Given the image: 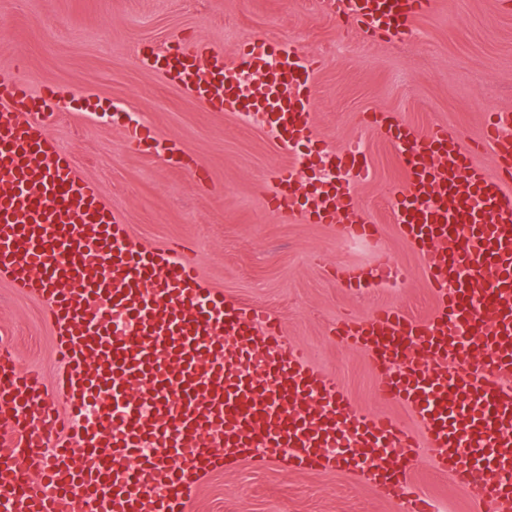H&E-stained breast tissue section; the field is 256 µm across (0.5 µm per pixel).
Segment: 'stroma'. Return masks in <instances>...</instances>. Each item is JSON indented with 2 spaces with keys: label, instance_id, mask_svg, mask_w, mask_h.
<instances>
[{
  "label": "stroma",
  "instance_id": "35a3bbf8",
  "mask_svg": "<svg viewBox=\"0 0 512 512\" xmlns=\"http://www.w3.org/2000/svg\"><path fill=\"white\" fill-rule=\"evenodd\" d=\"M255 38L292 43L315 61L318 140L338 150L364 143L370 177L357 207L404 271L398 285L350 288L336 280L334 268L367 265L375 254L336 228L269 211L266 196L277 171L293 164L292 152L260 122L204 108L138 56L142 43L179 42L231 59ZM1 67L56 91L51 135L134 241L193 244L206 287L266 308L356 409L415 429L403 405L379 396L366 354L332 335L345 312L363 318L387 305L423 319L436 305L422 257L392 221L388 193L402 179L395 151L362 114L396 112L423 130L444 124L463 140L478 138L487 113L512 110V0H435L404 41L364 37L326 0H0ZM139 123L158 134L152 154L127 141V126ZM180 154L200 163L206 185L177 164ZM0 341L40 372L41 396L53 401L58 363L44 309L1 277ZM411 478L438 512H487L436 471L429 452ZM189 512L400 510L355 473L243 461L197 482Z\"/></svg>",
  "mask_w": 512,
  "mask_h": 512
}]
</instances>
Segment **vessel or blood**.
Listing matches in <instances>:
<instances>
[{
	"instance_id": "1",
	"label": "vessel or blood",
	"mask_w": 512,
	"mask_h": 512,
	"mask_svg": "<svg viewBox=\"0 0 512 512\" xmlns=\"http://www.w3.org/2000/svg\"><path fill=\"white\" fill-rule=\"evenodd\" d=\"M433 6L342 0L338 14L363 34L403 39ZM139 53L208 110L265 113L285 143L311 144L356 178L368 172L365 153L315 141L314 68L292 44L255 39L232 60L202 44L145 43ZM244 66L262 74L263 94H241ZM54 97L0 71V275L42 303L58 358V401L35 414L38 378L0 345V418L13 428L0 451V512H187L195 483L242 458L376 476L402 512H435L410 477L424 449L474 502L512 512V387L488 385L512 375L511 110L489 113L476 144L392 112L364 117L397 152L393 218L425 262L436 307L423 320L379 308L341 320L333 334L367 354L379 395L409 409L413 434L355 409L264 308L203 287L189 254L135 246L48 135ZM479 144L491 147L495 171L475 164ZM299 184L295 166L281 169L272 209L375 244L352 183L302 194ZM400 273L381 253L340 277L359 288ZM115 313L129 317L128 332L112 330ZM105 399L121 419L84 415ZM31 469L38 478L28 483Z\"/></svg>"
}]
</instances>
